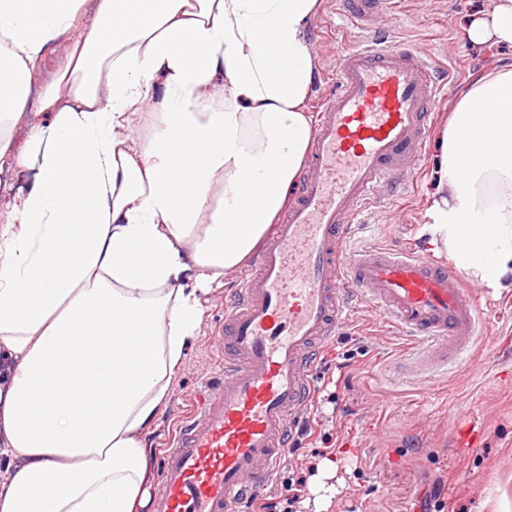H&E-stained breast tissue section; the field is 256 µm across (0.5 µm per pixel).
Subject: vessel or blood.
<instances>
[{
  "mask_svg": "<svg viewBox=\"0 0 512 512\" xmlns=\"http://www.w3.org/2000/svg\"><path fill=\"white\" fill-rule=\"evenodd\" d=\"M357 47L337 53L335 88L319 106L287 207L224 314V361L162 457L154 512H241L289 449L312 391L319 350L348 320L351 299L416 340L415 373L467 356L484 327L465 276L418 249H357L354 228L396 177L425 157L444 62L398 44L388 0H337Z\"/></svg>",
  "mask_w": 512,
  "mask_h": 512,
  "instance_id": "1",
  "label": "vessel or blood"
}]
</instances>
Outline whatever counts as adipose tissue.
<instances>
[{
  "mask_svg": "<svg viewBox=\"0 0 512 512\" xmlns=\"http://www.w3.org/2000/svg\"><path fill=\"white\" fill-rule=\"evenodd\" d=\"M84 2L0 0V166L32 177L0 215V512H135L202 299L264 236L311 137L321 0H98L89 25ZM467 37L512 45V0H488ZM63 38L49 118L15 147L32 72ZM435 175L430 245L512 290V65L459 96ZM482 222L489 252L472 244Z\"/></svg>",
  "mask_w": 512,
  "mask_h": 512,
  "instance_id": "1",
  "label": "adipose tissue"
}]
</instances>
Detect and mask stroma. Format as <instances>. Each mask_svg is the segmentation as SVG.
Wrapping results in <instances>:
<instances>
[{
  "instance_id": "35a3bbf8",
  "label": "stroma",
  "mask_w": 512,
  "mask_h": 512,
  "mask_svg": "<svg viewBox=\"0 0 512 512\" xmlns=\"http://www.w3.org/2000/svg\"><path fill=\"white\" fill-rule=\"evenodd\" d=\"M485 6L486 0H396L392 8L389 20L399 41L435 53L451 69L434 126H441L452 97L471 76L512 64L511 45L475 47L467 39L468 25ZM335 9L332 0H322L309 25L318 57L308 102L312 113L332 86L336 52L359 39L354 30H329ZM434 162L427 155L413 177L399 179L384 203L371 208L369 226L358 231L356 242L427 249L421 228L435 189ZM237 281V272L228 273L204 303L200 334L148 437L154 455H161L215 369L214 340ZM494 299L471 358L448 377L412 382L403 375L406 337L359 308L313 366L318 376L337 356L352 355L347 367L333 372L335 402L319 410L318 429L330 447L310 437L288 451L264 497L278 501L282 478L299 466L307 487L297 512H433L438 501L444 512H512V292L495 293ZM468 426L478 431V440L459 447L457 431Z\"/></svg>"
}]
</instances>
